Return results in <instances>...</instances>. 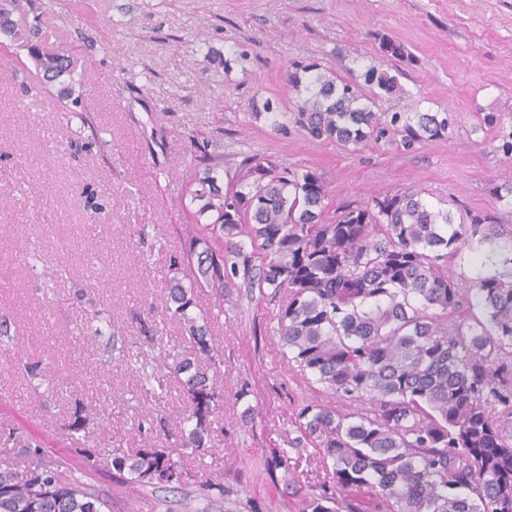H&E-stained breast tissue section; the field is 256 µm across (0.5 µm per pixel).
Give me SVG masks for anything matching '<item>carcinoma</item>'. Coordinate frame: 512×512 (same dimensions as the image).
I'll list each match as a JSON object with an SVG mask.
<instances>
[{
  "label": "carcinoma",
  "instance_id": "1",
  "mask_svg": "<svg viewBox=\"0 0 512 512\" xmlns=\"http://www.w3.org/2000/svg\"><path fill=\"white\" fill-rule=\"evenodd\" d=\"M379 42L385 55L414 62L399 42L385 35ZM30 55L50 81L70 73L63 54L35 44ZM302 72L289 74V83L307 96L291 114L272 113L279 130L291 121L316 140L355 149L388 129L406 147L453 132L446 112L387 119L374 111L378 96L399 89L386 71L368 68L362 85L315 65ZM220 167L195 174L190 203L201 232L183 259L197 262L198 276L188 287L169 280L165 312L183 334L169 349L159 343L153 375L161 390L170 378L179 384V446L205 454L224 403V359L206 325L189 315L194 292L208 288L222 305L224 289L250 275L252 287L270 288L273 297L288 291L278 333L291 359L331 395L368 404L352 412L308 404L299 412L294 445L322 449L332 465L330 480L300 512H358L355 493L364 488L378 512H512V256L473 288L447 267L475 238L512 241V228L489 212L458 224L413 191L332 213L328 188L311 170H280L254 158L223 189ZM27 447L28 463L0 467V512H111L107 497L62 463L46 462L39 445ZM108 452L136 482L178 490L188 476L156 444Z\"/></svg>",
  "mask_w": 512,
  "mask_h": 512
}]
</instances>
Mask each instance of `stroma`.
<instances>
[{
  "label": "stroma",
  "mask_w": 512,
  "mask_h": 512,
  "mask_svg": "<svg viewBox=\"0 0 512 512\" xmlns=\"http://www.w3.org/2000/svg\"><path fill=\"white\" fill-rule=\"evenodd\" d=\"M15 26L0 33V464L37 439L46 459L110 496L112 512H197L217 498L224 512H298L327 474L318 449L294 446L304 405L337 406L279 346L277 300L238 280L216 309L201 292L224 352V407L212 448L198 457L171 437L182 408L159 396L150 339L178 343L182 330L148 319L169 278L196 266L170 263L198 234L191 216L195 171L216 159L232 177L245 158L320 175L333 207L366 205L407 190L456 220L491 211L512 225V179L500 150L512 131V0H12ZM69 55L74 96L61 98L28 46ZM412 55L399 93L380 112H450V138L404 149L389 134L362 149L311 139L296 124L274 129L265 101L292 111L289 73L314 64L346 79L393 70L380 36ZM499 115L484 125V113ZM507 247L472 243L448 262L467 283L498 268ZM38 365L30 377L26 365ZM91 420L87 457L68 426L76 407ZM165 447L189 477L179 493L130 487L107 449ZM288 461L268 469L272 451ZM219 478L220 488L209 479Z\"/></svg>",
  "instance_id": "1"
}]
</instances>
